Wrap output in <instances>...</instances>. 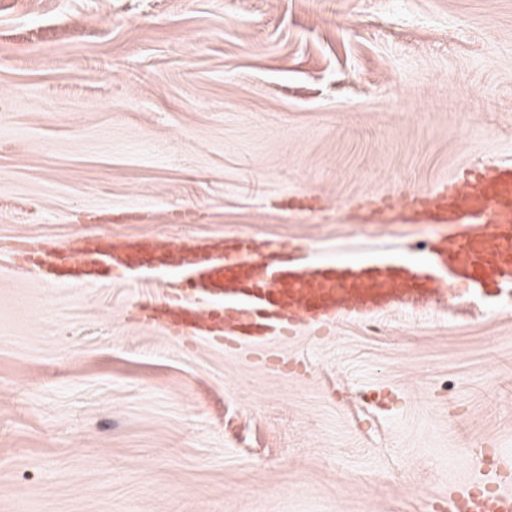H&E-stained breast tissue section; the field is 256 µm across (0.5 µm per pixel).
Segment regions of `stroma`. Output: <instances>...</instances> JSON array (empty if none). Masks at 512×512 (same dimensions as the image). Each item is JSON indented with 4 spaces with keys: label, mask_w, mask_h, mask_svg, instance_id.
<instances>
[{
    "label": "stroma",
    "mask_w": 512,
    "mask_h": 512,
    "mask_svg": "<svg viewBox=\"0 0 512 512\" xmlns=\"http://www.w3.org/2000/svg\"><path fill=\"white\" fill-rule=\"evenodd\" d=\"M512 160V0H0V240L418 258L408 192ZM156 285L0 258V512H435L512 455V312L470 294L224 352Z\"/></svg>",
    "instance_id": "obj_1"
}]
</instances>
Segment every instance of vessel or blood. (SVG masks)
Wrapping results in <instances>:
<instances>
[{"label":"vessel or blood","mask_w":512,"mask_h":512,"mask_svg":"<svg viewBox=\"0 0 512 512\" xmlns=\"http://www.w3.org/2000/svg\"><path fill=\"white\" fill-rule=\"evenodd\" d=\"M411 199L405 222L446 227L416 261L371 254L308 263L294 250L235 254L220 239L184 249L109 236L52 251L29 241L22 254L51 284L162 281L148 303L152 323L228 352L302 327L315 332L408 305H438L456 288L511 303L512 161L466 172ZM496 473L497 488L455 487L448 512H512V457L500 456Z\"/></svg>","instance_id":"b4317fda"}]
</instances>
